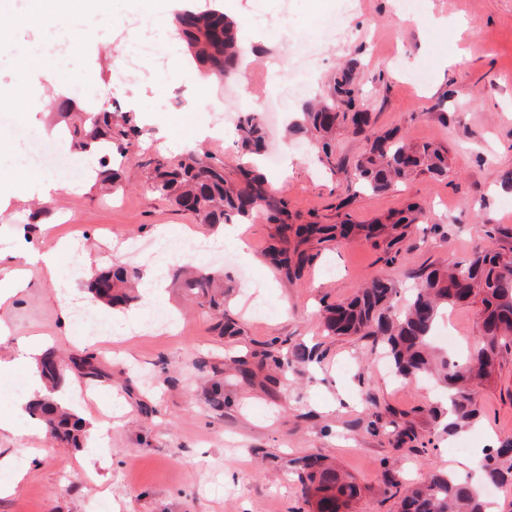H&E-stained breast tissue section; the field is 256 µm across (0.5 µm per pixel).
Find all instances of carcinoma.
Here are the masks:
<instances>
[{
	"instance_id": "obj_1",
	"label": "carcinoma",
	"mask_w": 512,
	"mask_h": 512,
	"mask_svg": "<svg viewBox=\"0 0 512 512\" xmlns=\"http://www.w3.org/2000/svg\"><path fill=\"white\" fill-rule=\"evenodd\" d=\"M179 30L194 52V59L206 66L215 77L227 79L237 68L241 50L234 35V23L224 13L213 9L196 13L184 8L177 16ZM356 68L349 65L333 79L331 94L324 101L307 105L302 112L300 129L320 145V161L331 170L344 169L329 150V140L337 126L349 121L354 132L364 133L369 114L357 109ZM345 110L334 112L336 101ZM56 107L69 123L68 134L75 149L98 150L100 169L96 182L110 191L119 178L107 158L112 144L125 152L139 136L135 119L126 115L113 120L112 113L94 110L75 111L71 99L61 98ZM240 148L258 153L264 146L265 133L257 112L243 113L237 122ZM151 188L172 201L178 208L193 213L202 224L245 222L260 212L267 223L275 226L273 242L266 252L272 266L288 280L300 276L311 256L300 246L312 239L319 243L336 237L362 234L376 247L384 246L388 261L401 253V244L414 224L423 223L424 210L417 204L389 214L385 220L370 224L323 225L291 222L288 199L272 191L264 175L253 167L239 164L238 182L224 179V163L212 156L188 152L176 159L163 154L150 157ZM448 171V155L430 144L409 146L396 139L393 131L374 137L369 151L354 163L357 182L373 193L389 191L415 173L442 176ZM171 285L199 300V304L224 318L225 336L238 334L236 321L224 311L223 275L208 267L169 269ZM411 300L401 312L394 311L391 299L394 285L374 278L361 287L346 303L328 304L323 309L325 331L333 336H373L382 343L396 372L406 380L428 376L447 391L448 407L433 405L434 420L448 418V433L464 430L481 422L476 396L488 382L500 358L512 352V257L488 248L475 250L468 264L443 272L424 270ZM143 272L114 264L98 270L89 278L87 288L95 305L131 307L142 303ZM473 301L482 306V334L469 354L448 362L432 345L433 333L442 311L461 302ZM271 360L275 369L285 371L293 365L314 362L321 354L314 350L297 351L294 358L270 351L262 354L261 363ZM37 368L45 380L48 394L29 405V414L41 420L49 433L62 444L79 448L87 432L86 421L62 405L54 393L70 383H82L99 377L96 357L65 359L45 351ZM485 484L500 486L512 482V437L485 449L481 465ZM298 478L307 501L315 512H344L360 494L359 486L342 475L336 467L319 459L303 462ZM488 502L470 482L451 471L433 469L418 485L407 490L400 501V512H487Z\"/></svg>"
}]
</instances>
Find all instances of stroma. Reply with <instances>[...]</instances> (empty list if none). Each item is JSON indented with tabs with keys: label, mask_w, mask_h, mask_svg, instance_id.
<instances>
[{
	"label": "stroma",
	"mask_w": 512,
	"mask_h": 512,
	"mask_svg": "<svg viewBox=\"0 0 512 512\" xmlns=\"http://www.w3.org/2000/svg\"><path fill=\"white\" fill-rule=\"evenodd\" d=\"M185 5L219 9L234 21L245 53L228 85L208 77L175 30L173 16ZM30 11L31 0H0L9 35L0 48V92L15 93L23 106L15 124L38 136L54 133L57 98H74L81 109L104 99L114 112L133 115L142 135L122 158L112 195L86 178L49 198L40 182L11 186L26 156L0 130V281L20 250L66 238L76 246L63 266L78 307L89 301L90 270L126 262L118 244L151 241L160 225L173 238L189 228L209 240V225L151 190L148 157L160 148L177 157L198 147L223 160L225 179L234 180L235 139L218 133L216 114L197 104L218 99L238 116L262 111L270 99L290 124L351 62L371 131L393 130L408 144L447 152L448 173L417 174L377 194L325 169L318 145L301 134L270 143L292 159L280 193L295 223L337 224L348 216L368 224L410 203L427 219L410 227L391 263L361 237L309 243L312 261L286 286L265 258L274 228L254 218L241 234L252 262L237 257L223 265L224 306L241 329L233 337L220 335L216 316L169 287L157 305L175 317V332L159 326L123 341L104 335L91 346L81 325L63 323L54 286L32 271L29 287L0 304V359L38 335L58 353L94 354L102 376L74 405L108 444L66 448L46 433L28 437L29 420H14L12 430L0 431V456L30 465L15 491L0 497V512H312L295 469L305 456L326 458L359 484L351 512H396V492L433 467L459 462L463 476L478 479L483 449L512 436V354L477 395L482 423L451 437L420 412L432 386L395 379L381 367L373 337L324 335L319 311L378 276L395 284L393 302L403 307L420 270L469 261L486 224L499 229L490 248L512 256V189L502 184L512 172V0H98L92 12L52 27L28 22ZM128 15L143 21L138 37L168 53L163 77L138 84L114 78L112 57L128 35L113 21ZM330 16L348 33L346 46L323 39ZM317 40L318 59L297 67V49ZM461 55L467 67L455 65ZM40 204L52 215L27 229ZM480 310L460 304L439 322L452 329L460 353L480 336ZM274 339L287 350L319 348L323 357L285 375L258 367V353ZM239 360L255 365L253 377L236 370ZM393 420L414 426L424 451L395 448L387 432Z\"/></svg>",
	"instance_id": "1"
}]
</instances>
